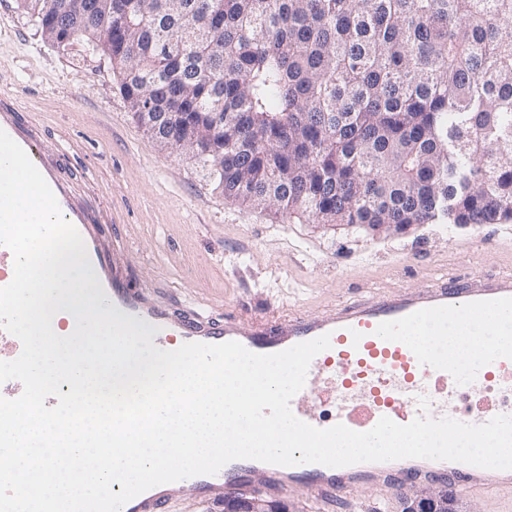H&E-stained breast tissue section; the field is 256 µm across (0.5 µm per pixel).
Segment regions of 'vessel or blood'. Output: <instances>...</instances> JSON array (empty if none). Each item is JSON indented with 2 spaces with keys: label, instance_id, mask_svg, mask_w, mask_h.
<instances>
[{
  "label": "vessel or blood",
  "instance_id": "vessel-or-blood-1",
  "mask_svg": "<svg viewBox=\"0 0 512 512\" xmlns=\"http://www.w3.org/2000/svg\"><path fill=\"white\" fill-rule=\"evenodd\" d=\"M17 109L14 94L1 90L0 130L25 150L41 172L62 215L84 239L90 263L108 269L106 252L94 240L81 214L69 204L37 141L19 135L11 117ZM101 285L100 307L116 309L157 327L152 342L167 351L181 343L236 341L251 352L273 354L329 335V348L313 358L307 377L312 380L325 375L334 381L335 416H317L308 389H301L291 401L297 418L320 429L341 423L366 432L383 417L405 425L420 415L419 400L423 397L430 402L432 417L479 425L502 412L490 390H512V331L498 341L482 338L481 354L465 359L450 354L435 356L416 343L417 336L433 324L474 317L512 324V276L476 278L464 284L439 281L415 292L374 295L313 316L272 309L241 311L220 324L194 308L182 311L168 307L148 288L126 283L117 271L102 278ZM460 392L473 398L472 406H455L453 398ZM255 474L260 477L262 490L271 495L306 486L323 512L333 507L338 496L364 485L393 491L409 483L443 482L467 497H512V470L460 462L408 458L328 467L278 466L245 459L231 461L213 475L155 486L125 503L121 512H166L178 494L197 503L235 497L250 490Z\"/></svg>",
  "mask_w": 512,
  "mask_h": 512
}]
</instances>
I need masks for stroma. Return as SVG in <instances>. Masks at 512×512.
<instances>
[{
    "instance_id": "stroma-1",
    "label": "stroma",
    "mask_w": 512,
    "mask_h": 512,
    "mask_svg": "<svg viewBox=\"0 0 512 512\" xmlns=\"http://www.w3.org/2000/svg\"><path fill=\"white\" fill-rule=\"evenodd\" d=\"M1 90L16 94L19 123L86 223L170 305L217 320L241 306L313 315L374 290L512 270V223L369 236L231 203L195 158L156 145L102 53L49 42L18 0H0Z\"/></svg>"
}]
</instances>
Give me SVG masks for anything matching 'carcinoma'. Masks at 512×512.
Listing matches in <instances>:
<instances>
[{"label":"carcinoma","mask_w":512,"mask_h":512,"mask_svg":"<svg viewBox=\"0 0 512 512\" xmlns=\"http://www.w3.org/2000/svg\"><path fill=\"white\" fill-rule=\"evenodd\" d=\"M242 207L317 224L512 223V0H21ZM210 137L219 156L194 144Z\"/></svg>","instance_id":"carcinoma-1"}]
</instances>
